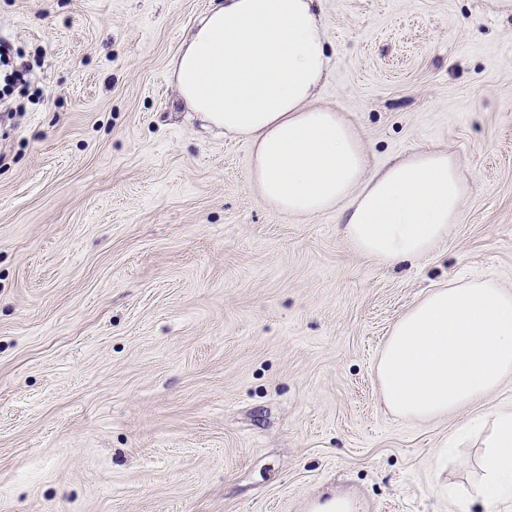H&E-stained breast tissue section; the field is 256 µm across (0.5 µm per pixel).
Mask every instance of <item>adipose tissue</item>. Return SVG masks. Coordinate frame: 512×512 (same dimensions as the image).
Returning <instances> with one entry per match:
<instances>
[{
	"instance_id": "obj_1",
	"label": "adipose tissue",
	"mask_w": 512,
	"mask_h": 512,
	"mask_svg": "<svg viewBox=\"0 0 512 512\" xmlns=\"http://www.w3.org/2000/svg\"><path fill=\"white\" fill-rule=\"evenodd\" d=\"M322 0H213L172 60L180 100L252 147L250 184L281 212L337 211L358 252L392 265L447 243L466 196L455 156L417 150L369 170L359 130L317 106L329 71ZM397 417L431 422L512 376V291L435 289L394 324L375 366ZM478 512L512 501V406L480 417Z\"/></svg>"
}]
</instances>
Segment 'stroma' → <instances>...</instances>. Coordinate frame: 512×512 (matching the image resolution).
Masks as SVG:
<instances>
[{"label":"stroma","instance_id":"35a3bbf8","mask_svg":"<svg viewBox=\"0 0 512 512\" xmlns=\"http://www.w3.org/2000/svg\"><path fill=\"white\" fill-rule=\"evenodd\" d=\"M211 0H0V512H466L476 419L386 408L374 364L429 291H512V16L494 0H324L319 105L371 167L454 155L447 245L394 266L337 212L288 215L250 145L177 100ZM30 65L27 88L2 82ZM360 502L350 496L336 494L325 500H315L312 504V512H359Z\"/></svg>","mask_w":512,"mask_h":512}]
</instances>
